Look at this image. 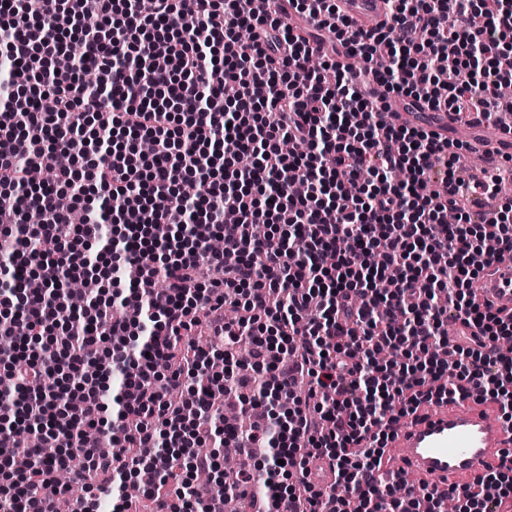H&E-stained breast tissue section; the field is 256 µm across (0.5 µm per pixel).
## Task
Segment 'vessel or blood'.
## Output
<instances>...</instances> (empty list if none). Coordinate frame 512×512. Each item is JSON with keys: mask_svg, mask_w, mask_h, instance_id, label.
Masks as SVG:
<instances>
[{"mask_svg": "<svg viewBox=\"0 0 512 512\" xmlns=\"http://www.w3.org/2000/svg\"><path fill=\"white\" fill-rule=\"evenodd\" d=\"M343 14L358 27L370 30L385 20L383 0H337ZM419 104L402 99L387 101L382 117L396 125H413L419 120ZM473 145H488V160L512 155V136L489 130L485 124L474 127ZM480 301L492 311L512 310V262L505 260L491 267L480 290ZM512 446V429L485 406L465 399L437 404L425 415L403 423L390 444V451L410 471L415 480L435 478L444 485L470 484L501 462L502 452ZM308 479L326 489L335 479L330 460L315 459L308 465Z\"/></svg>", "mask_w": 512, "mask_h": 512, "instance_id": "vessel-or-blood-1", "label": "vessel or blood"}]
</instances>
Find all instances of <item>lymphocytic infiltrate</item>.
<instances>
[{
	"label": "lymphocytic infiltrate",
	"instance_id": "f902f5d3",
	"mask_svg": "<svg viewBox=\"0 0 512 512\" xmlns=\"http://www.w3.org/2000/svg\"><path fill=\"white\" fill-rule=\"evenodd\" d=\"M384 2L365 31L336 0H0V239L18 256L0 266V512H44L75 464L112 512H131L130 483L161 512H224L225 487L257 470L253 512H512V448L472 486L406 497L379 475L432 402L477 395L512 428V314L472 289L512 252L511 204L477 224L469 211L501 177H456L459 142L379 116L383 93L472 121L511 113L512 0ZM62 195L84 219L46 255L30 240L71 224ZM29 209L42 223L13 233ZM72 278L91 299L78 311ZM202 324L213 344H187ZM218 394L251 428L225 422ZM27 433L70 444L44 458ZM211 440L242 467L224 472ZM20 453L36 459L23 473ZM317 457L343 495L306 480Z\"/></svg>",
	"mask_w": 512,
	"mask_h": 512
}]
</instances>
